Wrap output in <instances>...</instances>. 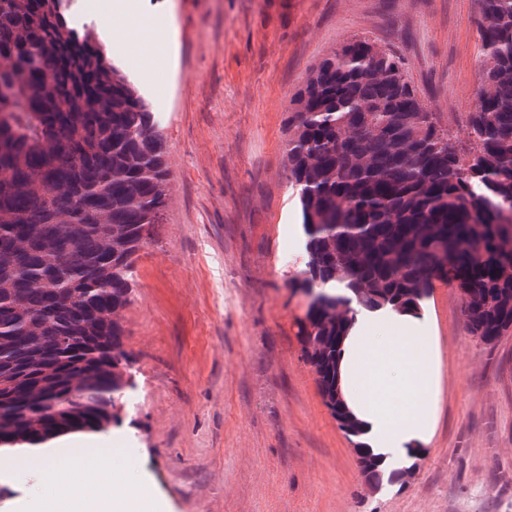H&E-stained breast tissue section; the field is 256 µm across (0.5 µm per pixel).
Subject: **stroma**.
Segmentation results:
<instances>
[{
    "label": "stroma",
    "instance_id": "stroma-1",
    "mask_svg": "<svg viewBox=\"0 0 512 512\" xmlns=\"http://www.w3.org/2000/svg\"><path fill=\"white\" fill-rule=\"evenodd\" d=\"M106 55L142 94L170 171L161 224L136 253L121 312L131 386L102 433L167 512H512V333L486 345L456 289L421 315L440 350L437 423L415 474L371 491L301 357L308 299L288 180L290 99L344 43L404 60L420 100L466 141L480 80L479 0H130ZM170 27L158 84L132 35Z\"/></svg>",
    "mask_w": 512,
    "mask_h": 512
}]
</instances>
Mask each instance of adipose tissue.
I'll return each mask as SVG.
<instances>
[{"instance_id":"adipose-tissue-1","label":"adipose tissue","mask_w":512,"mask_h":512,"mask_svg":"<svg viewBox=\"0 0 512 512\" xmlns=\"http://www.w3.org/2000/svg\"><path fill=\"white\" fill-rule=\"evenodd\" d=\"M338 369L345 401L383 462L401 461L409 445L427 440L438 381L435 338L425 322L388 308H357ZM89 442L71 435L53 448L1 453L0 476L37 466L40 512H164L145 480H125L121 495L108 493L112 453L99 456L91 470L59 472L73 449Z\"/></svg>"}]
</instances>
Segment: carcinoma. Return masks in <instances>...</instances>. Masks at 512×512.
Instances as JSON below:
<instances>
[{"mask_svg": "<svg viewBox=\"0 0 512 512\" xmlns=\"http://www.w3.org/2000/svg\"><path fill=\"white\" fill-rule=\"evenodd\" d=\"M481 2L467 148L418 99L403 58L365 39L291 99L307 257L291 287L309 297L297 336L349 437L362 429L336 358L353 305L416 314L440 281L480 342L512 330V0ZM0 59V437L21 445L119 421L130 387L120 313L169 170L145 99L61 0H0ZM355 447L373 490L412 474Z\"/></svg>", "mask_w": 512, "mask_h": 512, "instance_id": "cac0c4a2", "label": "carcinoma"}]
</instances>
